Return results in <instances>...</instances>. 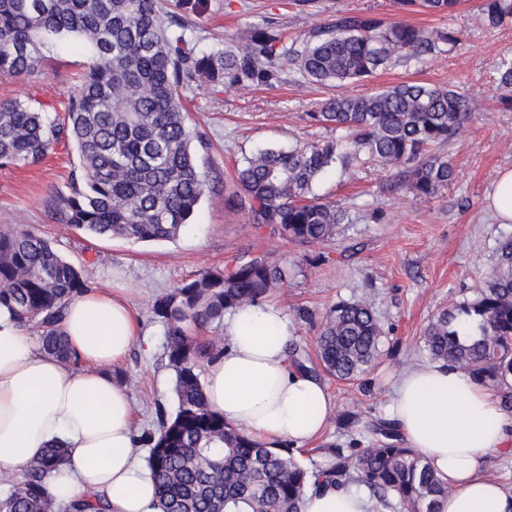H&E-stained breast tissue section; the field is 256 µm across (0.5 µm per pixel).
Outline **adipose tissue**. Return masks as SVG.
Instances as JSON below:
<instances>
[{"label": "adipose tissue", "instance_id": "adipose-tissue-1", "mask_svg": "<svg viewBox=\"0 0 512 512\" xmlns=\"http://www.w3.org/2000/svg\"><path fill=\"white\" fill-rule=\"evenodd\" d=\"M77 365L47 355L0 305V471H20L53 444L67 459L49 479L61 502L101 499L108 512H159L152 473L133 453V408L110 374L137 334L121 288L73 297L61 324ZM224 353L210 364L205 395L225 421L270 446H300L322 434L332 410L324 387L288 357V318L274 303L236 311ZM405 444L448 482L439 512H512V490L479 470L489 453L512 449V413L453 364L416 365L393 387L389 411ZM302 512H377L361 491L305 496Z\"/></svg>", "mask_w": 512, "mask_h": 512}]
</instances>
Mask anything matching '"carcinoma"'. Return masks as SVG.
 I'll return each instance as SVG.
<instances>
[{
	"label": "carcinoma",
	"mask_w": 512,
	"mask_h": 512,
	"mask_svg": "<svg viewBox=\"0 0 512 512\" xmlns=\"http://www.w3.org/2000/svg\"><path fill=\"white\" fill-rule=\"evenodd\" d=\"M395 3L449 16L459 0ZM479 8L489 27L512 22V0H480ZM167 16L162 0H0V77L34 72L44 48L65 34L89 49L86 74L64 112L53 114L31 98L0 103V165L35 161L69 142L77 150L81 185L53 200L57 223L103 238L175 239L209 188L183 105L201 83L340 86L422 63L461 41L450 27L425 29L338 9L289 43L270 20L242 47L201 52L188 25L173 29ZM479 111L467 93L421 82L329 97L306 119L336 137L244 157L224 205L273 236L331 244L346 212L313 192L331 167L377 160L394 170L390 188L433 198L454 180L441 148ZM498 254L476 296L435 314L421 343L431 361L450 362L495 389L512 412V237L499 241ZM287 275L268 244L155 299L151 313L164 328L177 400L173 413L158 412L157 431L142 438L150 445L161 512H301L310 486L363 491L385 509L439 512L448 482L406 446L388 418L365 422L368 444L333 448L327 466L314 471L288 446L271 448L209 408L199 368L224 351L206 332L226 313L264 301ZM87 288L48 241L20 228L0 230V305L13 309L22 327H36L43 351L68 365L77 358L60 324L68 301ZM383 337L371 301L338 302L320 322V365L339 381H354L374 365ZM65 460V449L55 446L19 478L0 473V512H105L90 496L63 504L47 492V479Z\"/></svg>",
	"instance_id": "carcinoma-1"
}]
</instances>
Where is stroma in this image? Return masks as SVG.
<instances>
[{
  "mask_svg": "<svg viewBox=\"0 0 512 512\" xmlns=\"http://www.w3.org/2000/svg\"><path fill=\"white\" fill-rule=\"evenodd\" d=\"M338 9L378 11L428 29L447 25L460 32L462 43L448 54L383 69L340 89L288 82L245 89L198 87L185 105L190 126L204 142L196 154L211 189L175 240L98 238L56 223L48 202L72 190V178L80 172L73 148L60 145L39 161L0 167V229L24 227L42 236L81 269L88 286L125 289L140 334L112 374L132 401L135 436L156 430L157 409L176 407L174 374L164 359V329L151 313L155 298L269 241L279 261L292 268L271 300L284 309L289 342L305 350L307 366L333 403L325 431L295 455L308 468H325L327 448H347L364 438L359 429L339 426V417L387 415L399 373L428 361L420 344L426 324L438 311L473 297L498 264L499 240L512 235V223L495 218L489 199L498 171L512 168V110L500 104L497 87L500 60L512 55V25L486 27L478 0H461L450 18L419 11L400 14L393 0H319L304 12L288 0H203L188 20L198 49L208 51L244 44L252 27L270 20L293 37ZM88 62L77 38L55 40L38 70L0 77V102L30 97L59 107L80 85ZM405 81L454 84L481 106V117L466 124L447 147L455 169L447 190L431 199L389 190V168L372 160L331 171L317 192L347 217L335 243L315 246L270 240L268 229H256L245 213L225 208L224 185L243 157L270 144L289 147L328 138L327 129L305 119L317 103L339 92L366 95ZM366 294L374 297L385 331L381 354L366 375L342 382L319 364L317 322L337 302ZM302 308L313 312V321L298 318Z\"/></svg>",
  "mask_w": 512,
  "mask_h": 512,
  "instance_id": "stroma-1",
  "label": "stroma"
}]
</instances>
